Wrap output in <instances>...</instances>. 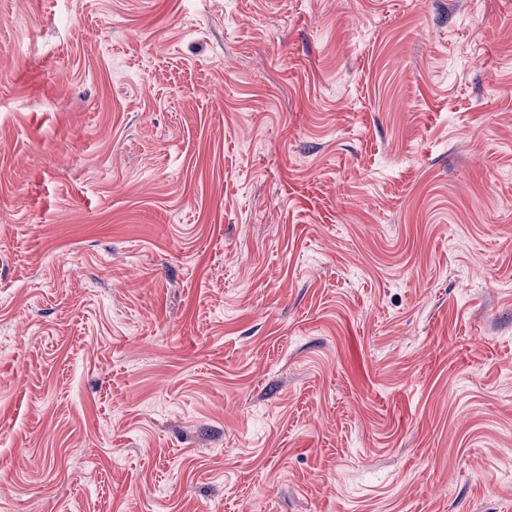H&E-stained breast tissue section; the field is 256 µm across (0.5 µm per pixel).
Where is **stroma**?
<instances>
[{"label":"stroma","instance_id":"1","mask_svg":"<svg viewBox=\"0 0 512 512\" xmlns=\"http://www.w3.org/2000/svg\"><path fill=\"white\" fill-rule=\"evenodd\" d=\"M0 0V512H512V0Z\"/></svg>","mask_w":512,"mask_h":512}]
</instances>
